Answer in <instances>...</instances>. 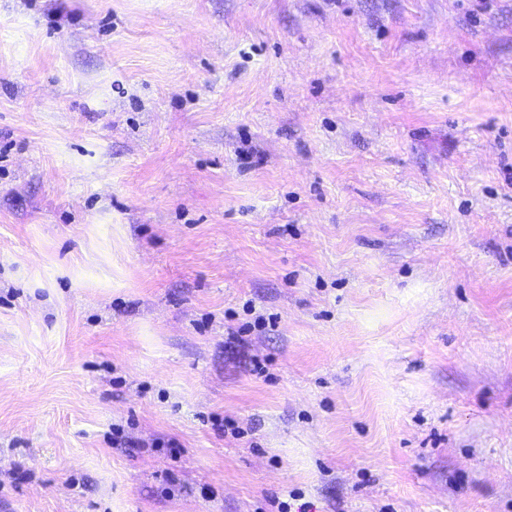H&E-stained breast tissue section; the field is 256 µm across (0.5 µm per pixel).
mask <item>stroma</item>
Masks as SVG:
<instances>
[{"label": "stroma", "mask_w": 512, "mask_h": 512, "mask_svg": "<svg viewBox=\"0 0 512 512\" xmlns=\"http://www.w3.org/2000/svg\"><path fill=\"white\" fill-rule=\"evenodd\" d=\"M297 492L512 512V0H0V512Z\"/></svg>", "instance_id": "obj_1"}]
</instances>
